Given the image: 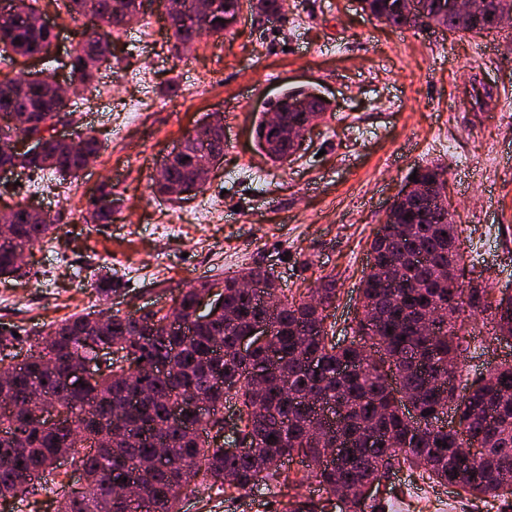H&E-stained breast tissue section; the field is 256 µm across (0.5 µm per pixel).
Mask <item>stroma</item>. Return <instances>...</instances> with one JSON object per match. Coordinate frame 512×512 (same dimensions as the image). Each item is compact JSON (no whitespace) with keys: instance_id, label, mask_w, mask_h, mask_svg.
Masks as SVG:
<instances>
[{"instance_id":"obj_1","label":"stroma","mask_w":512,"mask_h":512,"mask_svg":"<svg viewBox=\"0 0 512 512\" xmlns=\"http://www.w3.org/2000/svg\"><path fill=\"white\" fill-rule=\"evenodd\" d=\"M113 40L111 67L54 128L98 131L97 158L70 184L0 180V210L30 204L61 217L56 242L25 254L33 274L0 279V325L23 332L82 311L167 307L179 289L259 266L297 293L335 276L328 321L350 335L373 234L412 171L430 163L448 170L463 282L512 294V28L396 30L357 0H287L284 20H249L178 52L159 0H145L141 20ZM295 86L321 93L330 110L296 160L276 168L254 127L267 99ZM131 106L140 120L122 124ZM213 112L224 117L219 168L196 195L153 197L156 161ZM106 184L112 221L89 223ZM105 272L114 291L102 301L95 280ZM468 343L464 380L512 363L511 341L481 332ZM317 493L312 482L295 491L275 482L265 497L228 501L214 489L184 500L183 512H289L293 496ZM377 499L388 512H512V496L487 504L406 469Z\"/></svg>"}]
</instances>
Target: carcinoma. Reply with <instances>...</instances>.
I'll return each mask as SVG.
<instances>
[{"instance_id": "1", "label": "carcinoma", "mask_w": 512, "mask_h": 512, "mask_svg": "<svg viewBox=\"0 0 512 512\" xmlns=\"http://www.w3.org/2000/svg\"><path fill=\"white\" fill-rule=\"evenodd\" d=\"M39 0H9L0 10V63L21 65L18 76L0 81V165L17 167L32 178L51 172L65 180L84 170L88 157L99 150L92 131L75 143H61L50 130L71 115L68 103L57 96L41 70L26 68L25 59L51 58L56 35L41 21ZM74 20L91 14L101 26L84 31L73 50L70 72L79 86L91 87L100 67L112 59V33L127 28L125 16L112 9L113 0H53ZM209 24L215 31L234 19L235 0H210ZM361 9L395 29L428 27L435 23L454 35L493 32L502 0L464 26L442 12L443 0H423V15L405 13L403 0H361ZM173 48L193 44L199 33L191 20L170 24ZM326 106L305 89L288 90L269 103L290 123L305 113L292 101ZM47 135L39 156L11 149L19 124ZM256 146L275 166L293 153L286 143L258 126ZM184 158L174 164L157 163L161 175L152 178V193L168 200L196 194L199 166L224 155V130L204 143L185 137ZM426 194L396 204L400 223L377 228L370 251L398 261L399 283L384 285L388 270L373 266L361 282L362 317L352 328L353 339L339 342L326 323L339 295L336 278L326 276L311 289L320 304L303 295L285 293L260 267L225 272L173 298L187 317L216 290L208 303L209 320L191 322V335H173L167 314L158 309L145 316L117 313L101 327L92 312L73 314L48 326L46 335L27 336L28 358L14 377L0 383V499H28L37 495L46 473L58 456L69 454L70 464L83 476L80 487L62 494L57 512H180L190 494L215 487L230 498L260 496L270 482L297 487L311 480L327 494L322 502H298L293 512H328L335 507L336 488L347 491L346 512H363L366 492L403 466L432 482L460 485L464 494L481 501L503 497L499 489L512 483V363L491 369L478 383L460 385L467 358L463 345L467 318L483 315L500 339L512 340V296L493 298L492 288L476 284L462 299L458 281L464 270L462 229L448 206L438 203L448 183L440 166L415 170ZM58 219L35 218L19 209L14 223L0 236V276L29 274L21 256L35 244L56 240ZM248 275L265 282L276 301L272 312L238 288ZM265 322L279 348V358L267 368L266 347L250 357L236 353L238 342L254 324ZM118 345L124 354L108 369L84 381L69 377L73 361L98 347ZM168 359L172 369L157 376L152 365ZM348 362L358 363L351 376L339 373ZM207 395L211 409L204 418L185 416L183 427L168 425L170 405L192 395ZM238 401L239 432L249 447L235 456L224 455L214 435L224 429V403ZM344 405L340 436L348 454L328 465L327 444L310 433L321 406ZM56 408L60 419L50 420L45 407ZM453 409L454 424L443 417ZM171 450L158 460L157 444ZM472 448L475 458L466 467L458 449ZM299 459L304 473L282 475L285 463ZM234 484L224 483L226 474ZM133 482L136 499L118 502L112 487Z\"/></svg>"}]
</instances>
